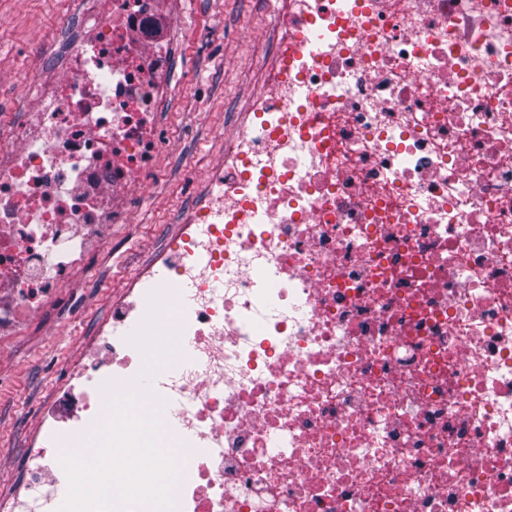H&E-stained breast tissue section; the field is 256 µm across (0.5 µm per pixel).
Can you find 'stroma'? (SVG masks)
<instances>
[{
	"label": "stroma",
	"mask_w": 512,
	"mask_h": 512,
	"mask_svg": "<svg viewBox=\"0 0 512 512\" xmlns=\"http://www.w3.org/2000/svg\"><path fill=\"white\" fill-rule=\"evenodd\" d=\"M276 0H160L161 14L178 25V71L164 128L177 131L174 156L142 191L135 223L118 224L112 240L76 274V299L53 306L20 336L0 341V489H18L21 448L46 397L59 414L69 399L59 385L65 368L112 298L126 288L135 260L162 243L159 228L178 223L203 188L200 175L224 150L222 131L243 111L248 91L267 63L265 42ZM73 0H0V122L32 94L34 54L60 27Z\"/></svg>",
	"instance_id": "stroma-1"
}]
</instances>
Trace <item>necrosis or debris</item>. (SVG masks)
Segmentation results:
<instances>
[{"label": "necrosis or debris", "instance_id": "necrosis-or-debris-1", "mask_svg": "<svg viewBox=\"0 0 512 512\" xmlns=\"http://www.w3.org/2000/svg\"><path fill=\"white\" fill-rule=\"evenodd\" d=\"M159 21L77 0L56 76L33 66L0 127V339L76 288L174 151ZM270 23L206 198L69 382L135 381L127 329L163 288L175 512H512V0H279ZM104 413L44 418L0 512H60L61 446Z\"/></svg>", "mask_w": 512, "mask_h": 512}]
</instances>
